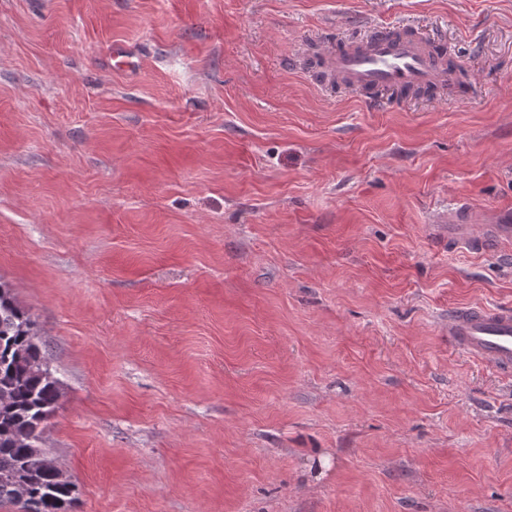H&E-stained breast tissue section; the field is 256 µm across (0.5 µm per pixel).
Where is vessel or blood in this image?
Listing matches in <instances>:
<instances>
[{
	"label": "vessel or blood",
	"instance_id": "vessel-or-blood-1",
	"mask_svg": "<svg viewBox=\"0 0 512 512\" xmlns=\"http://www.w3.org/2000/svg\"><path fill=\"white\" fill-rule=\"evenodd\" d=\"M329 78L362 93L393 89H427L452 84L455 74L445 58L422 39L380 33L325 56ZM443 220L448 241L455 247L488 250L512 240V207L498 210L495 220L474 228L464 210L453 209ZM452 351L512 374V309L483 305L461 306L448 314L444 327Z\"/></svg>",
	"mask_w": 512,
	"mask_h": 512
}]
</instances>
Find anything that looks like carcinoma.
<instances>
[{
  "mask_svg": "<svg viewBox=\"0 0 512 512\" xmlns=\"http://www.w3.org/2000/svg\"><path fill=\"white\" fill-rule=\"evenodd\" d=\"M30 317L0 282V504L22 512H66L74 483L60 479L42 448L41 424L52 413L59 381L46 367V350L30 333Z\"/></svg>",
  "mask_w": 512,
  "mask_h": 512,
  "instance_id": "cac0c4a2",
  "label": "carcinoma"
}]
</instances>
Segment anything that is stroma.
<instances>
[{
  "instance_id": "obj_1",
  "label": "stroma",
  "mask_w": 512,
  "mask_h": 512,
  "mask_svg": "<svg viewBox=\"0 0 512 512\" xmlns=\"http://www.w3.org/2000/svg\"><path fill=\"white\" fill-rule=\"evenodd\" d=\"M386 25L467 92L312 72ZM459 203L512 205V0H0V281L73 512H512V375L443 337L512 243L449 248Z\"/></svg>"
}]
</instances>
